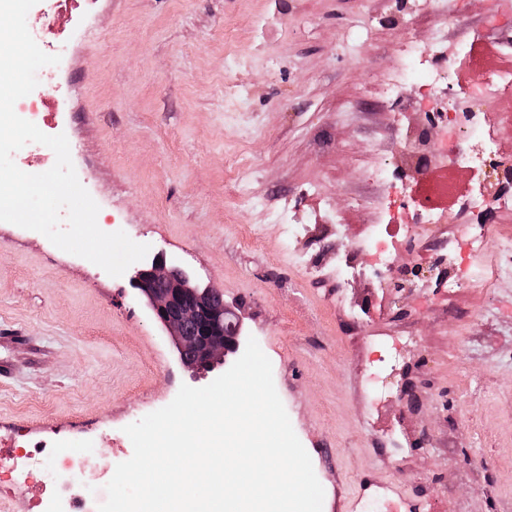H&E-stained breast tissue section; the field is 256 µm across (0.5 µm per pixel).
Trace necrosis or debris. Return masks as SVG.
I'll return each instance as SVG.
<instances>
[{
	"label": "necrosis or debris",
	"mask_w": 512,
	"mask_h": 512,
	"mask_svg": "<svg viewBox=\"0 0 512 512\" xmlns=\"http://www.w3.org/2000/svg\"><path fill=\"white\" fill-rule=\"evenodd\" d=\"M455 61L448 60L442 43H410L390 90L395 93L409 87L421 92L425 107L436 116L435 128L441 138L465 133L478 147L483 161L497 167L495 130L501 102L512 97V67H477L465 79ZM441 88L465 89L464 106H441L437 96ZM62 109L61 103L50 100L43 82L15 104L16 112L25 120L45 129L56 123ZM416 201L412 208L400 196L388 198L382 207L380 225L409 229L416 224L442 223L444 209L435 195L424 190L417 194ZM89 472L90 463L84 456L58 453L44 441L0 438V485L12 490L38 488L41 496L34 500L31 512H42L47 500L57 504L60 512H97L106 493H88Z\"/></svg>",
	"instance_id": "4bbe7bcc"
}]
</instances>
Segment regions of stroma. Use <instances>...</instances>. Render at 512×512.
I'll list each match as a JSON object with an SVG mask.
<instances>
[{
  "label": "stroma",
  "instance_id": "35a3bbf8",
  "mask_svg": "<svg viewBox=\"0 0 512 512\" xmlns=\"http://www.w3.org/2000/svg\"><path fill=\"white\" fill-rule=\"evenodd\" d=\"M456 20H449L448 11ZM50 88L105 232L176 259L220 289L255 338L324 489L322 512H512V209L470 287L449 289L443 240L461 237L482 173L447 172L445 224L397 233L384 287L345 282L366 262L385 166L422 174L403 136L428 114L386 83L407 42L512 43V0H96L31 14ZM184 366L128 276L0 222V436L129 460L125 426L237 360Z\"/></svg>",
  "mask_w": 512,
  "mask_h": 512
}]
</instances>
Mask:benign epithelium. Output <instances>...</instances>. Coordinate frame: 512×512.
Wrapping results in <instances>:
<instances>
[{"mask_svg": "<svg viewBox=\"0 0 512 512\" xmlns=\"http://www.w3.org/2000/svg\"><path fill=\"white\" fill-rule=\"evenodd\" d=\"M131 282L154 318L167 329L185 366L205 367L240 348V325L224 305L223 294L211 286L199 288L164 253L144 260Z\"/></svg>", "mask_w": 512, "mask_h": 512, "instance_id": "obj_1", "label": "benign epithelium"}]
</instances>
